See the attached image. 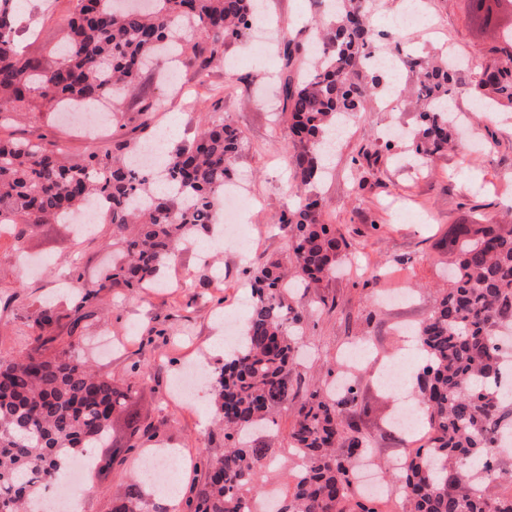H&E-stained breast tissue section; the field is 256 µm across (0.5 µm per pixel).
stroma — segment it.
Returning <instances> with one entry per match:
<instances>
[{
    "label": "stroma",
    "instance_id": "stroma-1",
    "mask_svg": "<svg viewBox=\"0 0 512 512\" xmlns=\"http://www.w3.org/2000/svg\"><path fill=\"white\" fill-rule=\"evenodd\" d=\"M43 2L28 0L18 27L29 52L51 67L64 35L60 20L75 3L56 0L57 18L47 21ZM401 4L371 0L374 33L390 31L407 49L440 50L469 61L457 74L461 142L419 168L411 162V141L386 139L387 129L416 124L413 77L406 72L398 77L402 93L393 110L384 108L386 91L376 90L336 138L326 174L309 190L322 198L325 222L350 247L318 296L303 300L302 357L295 371L312 389L323 386L327 367L354 340H365L373 355L400 358L406 367L417 368L421 354L406 346L402 330L424 322L432 310L430 290L448 285L452 229L474 222L512 224V112L477 111L473 96L477 53L496 46L495 35L471 16L468 0H418L423 24L389 29L387 20L401 12ZM259 15L284 32L314 41L318 32L312 19L330 20L331 10L328 0H262ZM257 37L251 29L225 47L223 66L214 68L209 78L211 85L223 88V95L197 99L194 107H186L187 95L196 96L199 90L193 68L180 65L173 79L167 63L159 59L144 73L142 87L101 105L107 113L119 110L122 127L131 128L141 122L145 102L162 101L165 109L152 113L148 134L170 129L165 143L169 152L196 133L207 111L219 110L243 140L232 184L240 195L246 236L240 242L200 236L197 245L180 251L162 270V287L140 292L116 288L96 300V317L77 347L100 374L136 386L133 409L145 431L131 438L125 418L115 419L109 444L114 462L96 471L87 512H108L113 492L134 477L138 459L159 448L175 449L173 483L177 497L186 499L204 479L202 453L224 450L211 388H203L197 401L189 402L174 397L172 387L186 364L197 362L213 370L223 364L228 347L213 324L214 313L245 314L252 303L251 270L290 255L289 234L280 217L296 202L285 161L293 145L287 129L265 105L283 73L282 61L278 53L256 49ZM81 125L75 113L37 101L1 125L0 135L31 143L66 141L68 156L75 161L91 147L113 146L122 136V128L114 127L91 142ZM111 239L112 226L106 222L98 224L90 239L76 236L72 225L58 220L33 227L25 250L46 266L26 276L15 266L12 239L0 237V357L30 347V315L38 306L67 303L58 283L71 258H78L85 280L96 279L112 260ZM398 290L408 292L409 300L375 305V295ZM104 330L111 331L117 343L107 357L95 350ZM358 384L369 407L363 430L378 460L401 454L403 443L387 434V421L397 407L380 390L372 364L364 365Z\"/></svg>",
    "mask_w": 512,
    "mask_h": 512
}]
</instances>
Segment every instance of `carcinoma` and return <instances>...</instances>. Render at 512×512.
Masks as SVG:
<instances>
[{"mask_svg":"<svg viewBox=\"0 0 512 512\" xmlns=\"http://www.w3.org/2000/svg\"><path fill=\"white\" fill-rule=\"evenodd\" d=\"M18 0H0V119L35 97L46 103L117 98L142 85L150 58L171 46L177 57L192 53L200 82L224 57V44L250 28L259 0H152L149 9L124 7L126 0H76L66 19L63 60L44 69L21 45L15 20ZM494 6L483 18L497 32L512 25L502 15L512 0H469ZM374 34L365 20V0H334L321 52L296 39L286 42L285 67L295 68L281 86L280 118L294 136L290 163L299 179L298 201L282 218L287 225L293 274L280 261L255 269L253 305L241 344L212 376L217 412L224 425V453L205 456L206 477L185 501L187 512H244L259 497L261 473L271 448L249 433L277 423V411L302 391L293 366L304 316L292 293L308 291L336 272L348 241L323 221V205L307 191L321 171L331 129L360 111L384 84L386 72L369 66ZM416 78L423 108L413 140L429 158L451 138L448 104L456 89L454 65L388 51ZM479 102L512 110V54L481 65ZM115 149L92 150L66 162L67 147H43L0 138V229L8 228L23 251L28 229L71 218L87 204H110L112 265L87 282L72 264L68 282L74 310L41 308L33 319L34 343L8 359L0 357V512H33L72 459L101 448L113 419L126 415L136 389L89 370L71 338L95 316L98 296L114 288L151 287L163 266L194 233L211 229L210 216L224 208V190L238 158L241 133L222 117L205 115L200 131L169 155L156 174L136 169L122 151L139 144L138 131ZM450 288L439 293L429 318L416 332L424 351L417 375L419 402L431 442L414 450L395 476L408 512H512V477L495 448L496 431H512V396L492 383L500 364L492 339L512 333V225L459 224ZM69 320V341L53 335ZM358 383L330 395L306 391L288 434L300 469L276 512H379L373 499L351 493L353 461L370 447L358 419L364 413ZM110 512H169L149 503L132 480L112 495Z\"/></svg>","mask_w":512,"mask_h":512,"instance_id":"carcinoma-1","label":"carcinoma"}]
</instances>
